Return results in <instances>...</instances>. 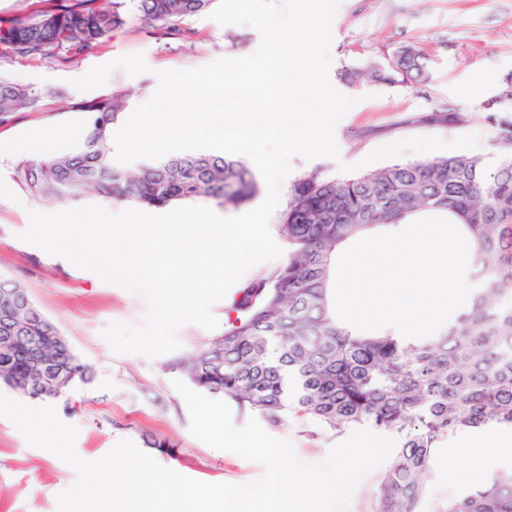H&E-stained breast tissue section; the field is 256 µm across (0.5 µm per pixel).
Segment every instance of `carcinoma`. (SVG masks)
Listing matches in <instances>:
<instances>
[{"label":"carcinoma","mask_w":512,"mask_h":512,"mask_svg":"<svg viewBox=\"0 0 512 512\" xmlns=\"http://www.w3.org/2000/svg\"><path fill=\"white\" fill-rule=\"evenodd\" d=\"M217 0H57L50 11L0 21V49L30 60L69 59L129 19L164 36L187 38L183 21ZM422 52L399 47L386 83L427 79ZM41 91L0 77V126L35 106ZM122 90L72 104L87 115L82 143L18 164L14 181L31 197L73 205L95 190L107 199L167 209L204 204L237 208L258 193L241 159L175 152L135 172L112 160L114 126L127 107ZM446 212L470 243L472 289L466 307L436 333L405 338L362 332L340 320L330 294L336 248L362 233L425 212ZM288 256L270 276L241 290L220 337L170 362L196 388L222 394L273 418L293 411L331 430L367 427L396 436L393 462L374 493L373 512H418L430 461L442 439L462 429L512 428V151L493 164L465 154L394 161L357 176L296 179L279 210ZM18 333L45 334L42 365L91 377L57 325L33 311L12 315ZM0 384L30 399L41 393L31 348L0 355ZM439 512H512V470L448 498Z\"/></svg>","instance_id":"cac0c4a2"}]
</instances>
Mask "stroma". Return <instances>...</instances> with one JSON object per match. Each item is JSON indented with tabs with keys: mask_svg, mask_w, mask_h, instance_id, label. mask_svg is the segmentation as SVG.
Masks as SVG:
<instances>
[{
	"mask_svg": "<svg viewBox=\"0 0 512 512\" xmlns=\"http://www.w3.org/2000/svg\"><path fill=\"white\" fill-rule=\"evenodd\" d=\"M185 25L193 36L182 41L149 33L133 19L66 61L0 53V75L44 92L35 107L0 126V278L24 285L93 370L89 383L75 384L53 402L59 418L77 427L75 450L82 459H100L128 439L190 478L245 484L262 475L260 464L213 449L190 433L187 406L172 386L177 374L169 363L174 355L117 354L102 337L110 322L141 324L145 300L20 238L29 226V211L53 212L57 206L31 198L14 181L15 166L26 159L19 146L40 131L52 130L58 137L51 150L76 147L85 136L86 115L68 108V101L120 89L133 108L154 92L157 72L246 56L259 45V34L251 26H223L205 12ZM406 44L426 54V82L344 81V71L386 67L394 51ZM331 55V84L357 100L335 129L340 157H294L291 178L310 172L337 177L341 164L357 163L386 142L417 136L451 141L478 134L473 155L494 162L499 122L512 120V99L506 97L512 90V0H342L333 21ZM259 422L269 434L291 441L308 463L322 461L332 446L347 438L305 417L274 422L263 416ZM478 436V431L460 430L442 440L430 462L419 512H438L448 496L464 492L467 483L461 472L471 461L456 449ZM159 440L169 444V452L156 448ZM75 479L72 467L30 446L9 419L0 417V512H56L57 495Z\"/></svg>",
	"mask_w": 512,
	"mask_h": 512,
	"instance_id": "1",
	"label": "stroma"
}]
</instances>
